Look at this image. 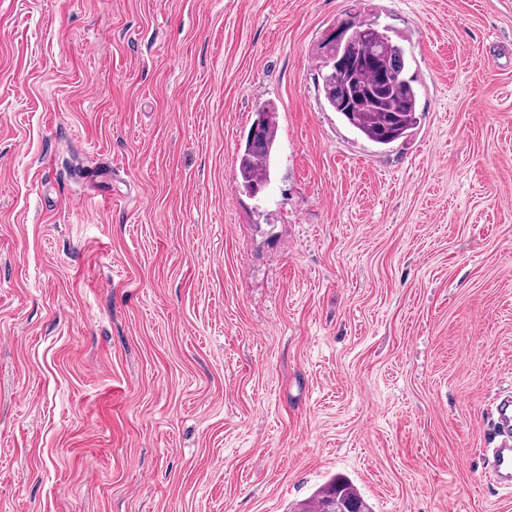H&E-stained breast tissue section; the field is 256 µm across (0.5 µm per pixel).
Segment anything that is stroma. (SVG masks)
<instances>
[{
  "label": "stroma",
  "mask_w": 512,
  "mask_h": 512,
  "mask_svg": "<svg viewBox=\"0 0 512 512\" xmlns=\"http://www.w3.org/2000/svg\"><path fill=\"white\" fill-rule=\"evenodd\" d=\"M353 8L413 54L386 149L322 90ZM510 387L512 0H0V512H512ZM255 115L238 155L240 186L250 196L260 193L270 180L278 133V116L273 106H260ZM492 444L495 448L487 459V468L512 489V397L505 396L496 405ZM334 499H338L346 505L352 504L359 509L358 511L347 512H371L370 506L362 498L354 484L341 476L331 478L323 487L306 499L299 508L304 510L316 503L331 502Z\"/></svg>",
  "instance_id": "35a3bbf8"
}]
</instances>
